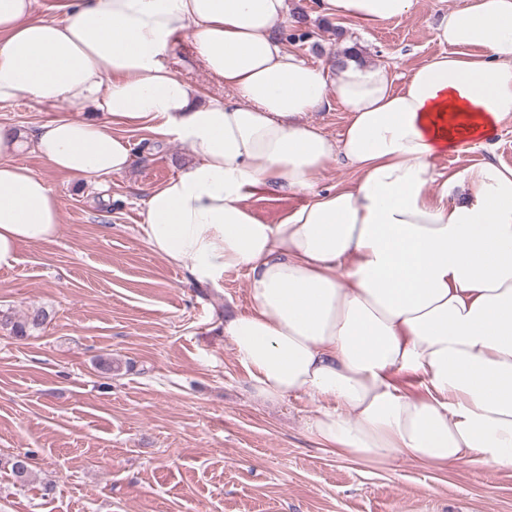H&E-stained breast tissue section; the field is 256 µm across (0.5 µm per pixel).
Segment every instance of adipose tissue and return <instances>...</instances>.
I'll return each instance as SVG.
<instances>
[{"instance_id": "adipose-tissue-1", "label": "adipose tissue", "mask_w": 512, "mask_h": 512, "mask_svg": "<svg viewBox=\"0 0 512 512\" xmlns=\"http://www.w3.org/2000/svg\"><path fill=\"white\" fill-rule=\"evenodd\" d=\"M418 0H319L322 15L374 27ZM0 0V102L66 113L29 135L0 125V269L53 242L60 201L16 164L23 139L55 171L96 180L133 163L115 122L174 134L195 154L144 201L150 249L218 282L246 271L251 308L224 335L256 397L307 394L323 448L365 461L406 456L512 468V169L448 174L438 157L485 147L512 120V0H468L439 22L445 50L395 79L351 57L333 72L284 49L286 0ZM188 36L230 97L199 102L166 62ZM111 85H104V77ZM337 104L339 139L308 115ZM352 181L319 191L327 162ZM303 203L278 223L248 201ZM415 377L422 394L398 380ZM303 199L288 193L261 194L250 199L254 213L267 224L277 223L284 214L296 208Z\"/></svg>"}]
</instances>
